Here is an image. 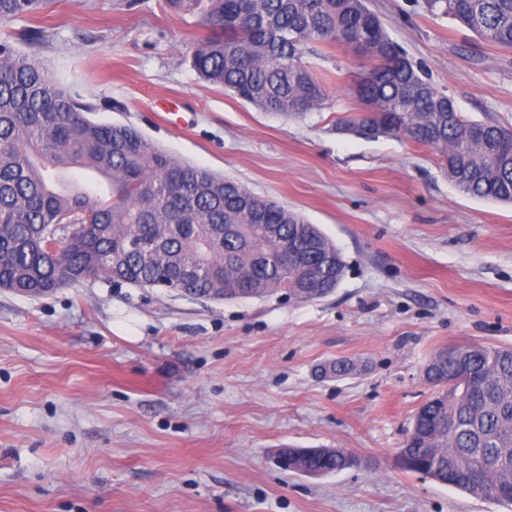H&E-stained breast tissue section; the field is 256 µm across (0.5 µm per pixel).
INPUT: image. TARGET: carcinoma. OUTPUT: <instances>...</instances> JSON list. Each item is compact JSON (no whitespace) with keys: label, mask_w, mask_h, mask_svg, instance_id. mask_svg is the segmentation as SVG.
Segmentation results:
<instances>
[{"label":"carcinoma","mask_w":512,"mask_h":512,"mask_svg":"<svg viewBox=\"0 0 512 512\" xmlns=\"http://www.w3.org/2000/svg\"><path fill=\"white\" fill-rule=\"evenodd\" d=\"M53 0H0V25L44 12ZM200 14L210 34L193 51L197 76L263 112L303 116L326 104L321 82L303 62L316 45L364 43L370 67L353 81L357 110L336 131L364 139L401 134L434 150L452 182L474 198L512 203V127L464 118L450 96L427 84L389 38L366 0H167ZM431 11L512 49V0H428ZM35 57L0 32V287L29 288L103 279L160 288L156 266L186 264L197 276L190 296L209 298L243 282L244 298L285 291L300 300L334 290L346 265L320 229L287 207L265 216L259 195L208 169L179 162L136 129L89 117ZM106 182L80 183L71 170ZM278 225L279 238L264 229ZM159 238L148 261L136 241ZM292 249L286 251L282 243ZM288 257H283V252ZM481 377L452 384L455 355ZM434 394L417 411L405 442L406 469L448 481L478 497L512 485V348L467 345L438 352ZM460 423L450 432L448 417ZM348 454L316 448L302 469L329 474Z\"/></svg>","instance_id":"cac0c4a2"}]
</instances>
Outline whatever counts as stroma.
Returning a JSON list of instances; mask_svg holds the SVG:
<instances>
[{
	"label": "stroma",
	"instance_id": "1",
	"mask_svg": "<svg viewBox=\"0 0 512 512\" xmlns=\"http://www.w3.org/2000/svg\"><path fill=\"white\" fill-rule=\"evenodd\" d=\"M465 117L512 126V51L426 0H368ZM40 59L98 122L301 213L340 250L326 296L214 301L102 280L29 297L0 288V512H512L401 470L440 350L512 347V205L460 193L435 151L336 132L368 61L305 62L324 109L263 112L191 66L200 16L166 0H56ZM353 364L350 375L331 363ZM286 448L359 467L282 470Z\"/></svg>",
	"mask_w": 512,
	"mask_h": 512
}]
</instances>
